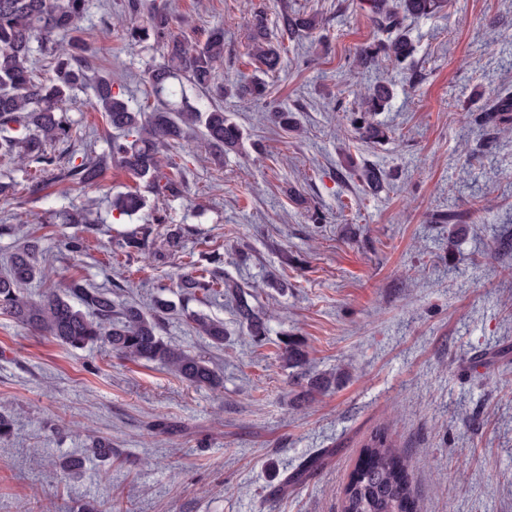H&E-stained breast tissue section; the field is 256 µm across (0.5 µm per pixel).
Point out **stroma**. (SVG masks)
<instances>
[{
    "instance_id": "stroma-1",
    "label": "stroma",
    "mask_w": 512,
    "mask_h": 512,
    "mask_svg": "<svg viewBox=\"0 0 512 512\" xmlns=\"http://www.w3.org/2000/svg\"><path fill=\"white\" fill-rule=\"evenodd\" d=\"M168 7L171 33L204 39L224 29L227 82L259 80V104L225 95L224 113L243 131L240 147L214 163L200 131L175 154L187 168L172 195L137 188L116 163L88 184L33 176L0 158V273L16 247L36 243L46 277L31 297L79 280L110 290L116 305L171 301L159 334L204 356L217 389L93 345L69 349L0 312V413L15 421L0 439V512H341L343 488L371 431L389 428L414 476L419 512H512V136L462 168L465 147L489 96L512 95V0H445L426 18L405 17L414 47L405 64L352 74L374 31L360 0H141ZM127 0H92L75 38L96 67L121 77L136 104H154L148 73L162 60L155 40L129 54ZM263 11L317 16L300 50L271 73L253 65L249 25ZM391 85L374 120L383 141L359 138L350 111L357 85ZM67 105L68 141L49 151L107 152L113 134L90 105ZM292 112L284 130L272 111ZM382 171L380 191L364 167ZM139 190L133 216L114 195ZM90 210L92 223H56L54 212ZM150 228L152 253L126 241ZM82 232L89 254L63 250ZM183 249L168 253L170 235ZM216 248L218 268L266 312L257 346L231 295H184L191 256ZM282 285L264 286L267 274ZM223 321V347L187 318ZM301 341L308 362L283 358L284 338ZM328 379V388L315 386ZM112 440L111 460L66 474L58 457L85 454L92 437ZM319 467L304 481L296 472Z\"/></svg>"
}]
</instances>
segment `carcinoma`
<instances>
[{
    "label": "carcinoma",
    "mask_w": 512,
    "mask_h": 512,
    "mask_svg": "<svg viewBox=\"0 0 512 512\" xmlns=\"http://www.w3.org/2000/svg\"><path fill=\"white\" fill-rule=\"evenodd\" d=\"M439 8L441 0H400L395 7L383 0H364L375 38L362 49L360 66L377 68L384 58L403 63L412 48L401 28V18L429 17ZM88 12L89 0H0V155L17 153L29 168L43 173L57 170L60 176L80 183L93 181L113 160L135 178L153 184L165 162L181 171V163L168 157V151L182 140L186 127L203 128L204 140L217 152L239 145L240 128L216 104L225 90L218 81V67L224 62L223 29L210 30L203 41L181 40L171 35V15L160 9L150 12L147 25L128 29L126 43L131 50L150 35L166 47L164 62L149 73L158 105L146 113L130 106L125 94L113 90L112 77L94 74L84 45L71 43L66 48L57 42L58 35L81 29ZM316 25L313 16L285 11L280 17L281 32L291 42L309 35ZM250 26L252 60L268 71L276 70L284 41L269 35L261 14L253 15ZM36 51L51 57L53 75L46 79L33 74ZM182 79L199 92L196 103L186 97ZM87 84L94 91L93 109L102 113L116 136L110 139L107 154H86L77 165L71 155L49 153L47 144L69 138L65 105L76 89ZM235 91L240 98L259 100L266 88L253 80L236 84ZM363 95L366 109L353 113L351 122L363 139L378 140L383 133L370 121L369 113L383 110L392 90L385 84L367 85ZM507 112H512V97H500L481 112H463L460 117L465 124L492 127L507 135L512 132ZM141 206V195L136 192L112 198V210L121 215L132 216ZM41 275L36 248L26 242L11 255L7 271L0 274V312L69 348L100 343L129 360L167 367L191 385L217 388L222 384L209 361L159 335L158 313L166 303L159 302L151 311L130 304L116 314L112 293L87 288L76 280L63 289H49L36 299L25 295L23 287ZM221 284L236 294L240 323L255 342H262L267 334L265 314L249 304L238 284L223 281L212 272L208 276L185 275L179 287L188 294L207 296L216 293ZM188 318L198 334L216 347L224 345L223 322L197 312ZM283 356L295 367L306 362V354L296 342L284 341ZM90 455L111 458L112 440L103 437L94 441ZM341 512H416L407 462L386 429L373 431L363 442L344 487Z\"/></svg>",
    "instance_id": "cac0c4a2"
}]
</instances>
